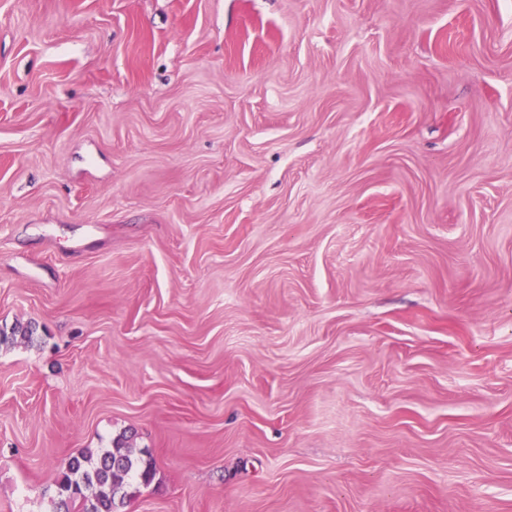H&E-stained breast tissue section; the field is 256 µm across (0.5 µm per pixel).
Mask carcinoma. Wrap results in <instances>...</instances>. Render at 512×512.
Wrapping results in <instances>:
<instances>
[{
    "instance_id": "1",
    "label": "carcinoma",
    "mask_w": 512,
    "mask_h": 512,
    "mask_svg": "<svg viewBox=\"0 0 512 512\" xmlns=\"http://www.w3.org/2000/svg\"><path fill=\"white\" fill-rule=\"evenodd\" d=\"M153 475V463L139 457L129 439L121 437L112 447L88 451L73 459L59 485L61 504L81 503V512H120L127 496V481L146 483Z\"/></svg>"
}]
</instances>
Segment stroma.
<instances>
[{"mask_svg":"<svg viewBox=\"0 0 512 512\" xmlns=\"http://www.w3.org/2000/svg\"><path fill=\"white\" fill-rule=\"evenodd\" d=\"M0 512H512V0H0ZM153 475V463L139 457L128 437L113 442L112 448L88 451L74 458L68 474L59 485L61 505L79 501L81 512H120L127 496L128 479L148 482Z\"/></svg>","mask_w":512,"mask_h":512,"instance_id":"35a3bbf8","label":"stroma"}]
</instances>
